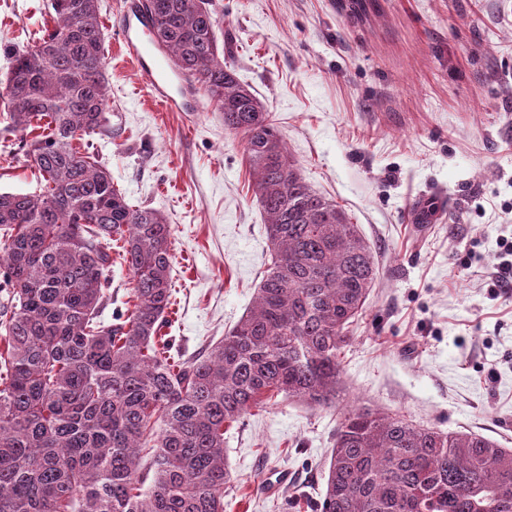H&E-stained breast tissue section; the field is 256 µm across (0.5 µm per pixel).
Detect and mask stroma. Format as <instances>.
<instances>
[{"label":"stroma","mask_w":512,"mask_h":512,"mask_svg":"<svg viewBox=\"0 0 512 512\" xmlns=\"http://www.w3.org/2000/svg\"><path fill=\"white\" fill-rule=\"evenodd\" d=\"M121 2L100 0L110 132L91 141L130 202L173 226L164 331L191 357L251 306L270 251L242 137L206 95L193 112L154 105L112 39ZM350 2L211 0L225 61L379 267L340 355L336 406L279 396L226 430L225 512H311L352 407L512 448V297L485 279L512 240V0ZM48 3L0 0V80L4 48L40 36ZM20 140L0 120V192L41 188ZM281 471L288 485L265 494Z\"/></svg>","instance_id":"obj_1"}]
</instances>
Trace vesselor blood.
<instances>
[{
  "label": "vessel or blood",
  "instance_id": "1",
  "mask_svg": "<svg viewBox=\"0 0 512 512\" xmlns=\"http://www.w3.org/2000/svg\"><path fill=\"white\" fill-rule=\"evenodd\" d=\"M114 40L134 62L155 102L168 112L189 110L191 83L188 76L174 71L168 64L156 47L152 33L141 22L133 0H125L117 15Z\"/></svg>",
  "mask_w": 512,
  "mask_h": 512
}]
</instances>
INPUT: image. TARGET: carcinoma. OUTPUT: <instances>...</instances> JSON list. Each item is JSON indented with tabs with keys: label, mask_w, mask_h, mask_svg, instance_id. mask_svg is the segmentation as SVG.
I'll list each match as a JSON object with an SVG mask.
<instances>
[{
	"label": "carcinoma",
	"mask_w": 512,
	"mask_h": 512,
	"mask_svg": "<svg viewBox=\"0 0 512 512\" xmlns=\"http://www.w3.org/2000/svg\"><path fill=\"white\" fill-rule=\"evenodd\" d=\"M147 8L159 46L245 141L271 264L209 351L173 350L172 225L131 204L90 151L110 107L98 0H50L53 25L5 51L4 117L44 188L0 192V512H224V426L275 394L335 403L348 329L378 277L359 225L306 183L224 63L209 0ZM114 253L132 306L107 323ZM317 510L512 512V448L355 407Z\"/></svg>",
	"instance_id": "carcinoma-1"
}]
</instances>
